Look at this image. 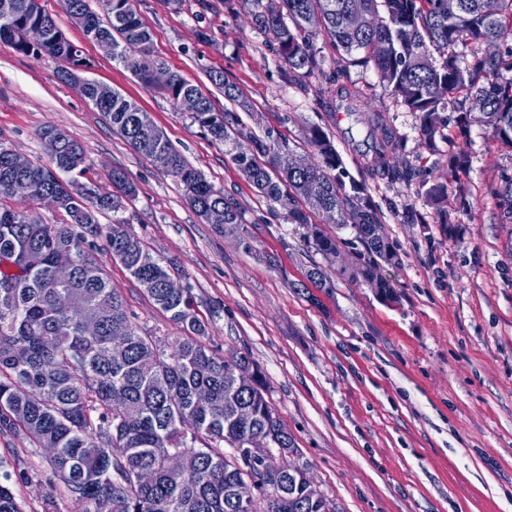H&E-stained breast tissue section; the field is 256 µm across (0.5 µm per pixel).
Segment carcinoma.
Returning a JSON list of instances; mask_svg holds the SVG:
<instances>
[{
  "instance_id": "carcinoma-1",
  "label": "carcinoma",
  "mask_w": 512,
  "mask_h": 512,
  "mask_svg": "<svg viewBox=\"0 0 512 512\" xmlns=\"http://www.w3.org/2000/svg\"><path fill=\"white\" fill-rule=\"evenodd\" d=\"M267 0L253 13L255 26L266 33L278 59L297 73L319 68L313 38L325 35L340 54V68L329 77V111L341 108L352 125L348 139L364 148L371 167L391 180L407 173L390 163L397 148L392 133L375 135L378 117L366 116L367 93L348 80L349 66L373 65L381 88L420 114L422 143L434 147L441 135V112L457 109L456 127L467 132L473 113L492 137L512 151V0ZM34 0H0V41L27 56L16 39L31 23L48 26L41 55L62 63L61 79L81 50L68 41L43 7ZM71 17L82 19L88 39H112V60L122 63L143 84L153 86L174 102L185 93L200 99L189 115L205 137L224 144L245 179L285 211L292 224L309 226L308 212L336 208V224L351 227L362 245L354 275L363 276L377 260L391 262L398 254L389 240L372 235L379 223L364 184L348 176L331 137L312 126L306 139L317 153L312 162L275 139L253 140L247 159L234 153L233 113L218 112L211 99L180 75L159 66L140 71L133 51L151 52L150 30L137 16L132 0H63ZM224 97L245 108L239 88L212 77ZM123 140L154 166L183 185L189 204L205 218L212 206H222L236 224L244 248V212L224 190L209 183L171 144L150 115L119 92L101 98L92 85L78 88ZM64 134L56 147L45 145L47 164H31L24 176L41 184L54 170L48 186L61 196L62 224H46L31 205L16 204L9 192L17 176L10 166L9 146L0 137V432H19L37 448H54L50 458L58 479L84 503L83 512H99L106 499L111 512H325L326 497L315 503L296 496L293 479L283 475L288 492L270 483L259 495H248L246 481L256 469L238 455L245 433L233 418L237 404L250 406L260 431L278 428L273 447L294 443L268 396L265 379L237 380L231 362H251L242 352L221 353L206 344L208 327L197 311L193 288L172 295L165 281L175 275L170 261L154 256L131 230L124 216L136 187L120 170L112 171V191L104 194L63 175L86 169V153L76 139ZM309 181L320 185L316 198L306 195ZM429 200L448 217V184L436 181L426 190ZM503 223L512 224V175L501 176L496 192ZM111 215L101 224L98 215ZM105 241L153 305L180 326L184 336L165 352V343L142 331L123 297L112 288L97 263L95 240ZM314 252L336 258L338 240L314 226L307 233ZM41 255L39 265H27L29 252ZM71 257L66 279L56 275L61 255ZM83 297L79 311L68 307L72 294ZM98 320L99 335L82 333L83 319ZM231 446V452L221 448ZM153 481L145 484L141 473ZM24 468L3 474L0 512H23L12 483H28Z\"/></svg>"
}]
</instances>
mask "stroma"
<instances>
[{
  "instance_id": "stroma-1",
  "label": "stroma",
  "mask_w": 512,
  "mask_h": 512,
  "mask_svg": "<svg viewBox=\"0 0 512 512\" xmlns=\"http://www.w3.org/2000/svg\"><path fill=\"white\" fill-rule=\"evenodd\" d=\"M133 0L153 34V56L198 86L216 110L230 107L210 75L223 73L247 96L236 110L242 147L274 135L295 154L312 157L305 129L336 137V121L319 103L337 53L324 37L314 44L320 68L292 82L268 37L252 21L254 0ZM66 38L81 49L87 76L148 112L172 145L244 211L248 244L236 225L202 222L182 186L157 170L113 131L77 90L60 80L58 61L34 58L0 41V135L34 162H47L39 130L54 125L87 153L84 184L110 188L112 170L137 187L126 216L153 254L175 260L198 308L211 324L210 343L250 356L265 376L268 397L299 449L304 468L338 512H512V225L501 221L495 190L512 172V152L482 121L466 134L446 109L444 139L422 146L418 113L385 93L373 67L348 76L371 95L370 111L395 132L394 162L410 173L391 181L370 175L344 143L336 149L365 187L399 262L380 268L397 301L382 303L350 272L361 249L351 228L311 221L340 240L335 262L307 245L303 226L258 194L223 144L206 138L158 90L85 39L61 0H41ZM209 31L210 40L198 38ZM464 155V195L449 193L452 233L426 195L446 180L448 159ZM416 222H408V214ZM135 322L173 341L179 327L158 311L107 250L97 253ZM324 266L332 290L302 288L311 265ZM39 478L13 491L23 512H77L53 478L48 453L22 434L0 433V473L16 463Z\"/></svg>"
}]
</instances>
